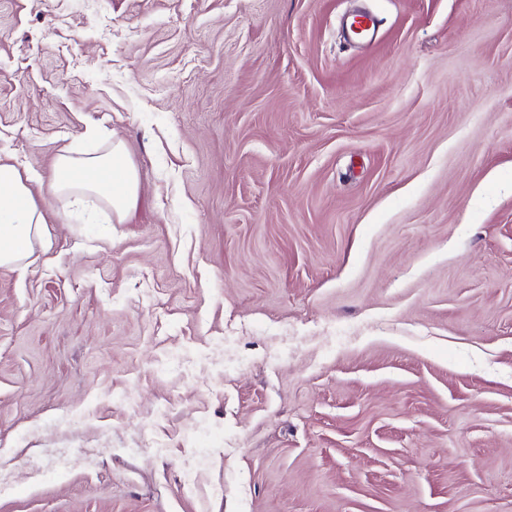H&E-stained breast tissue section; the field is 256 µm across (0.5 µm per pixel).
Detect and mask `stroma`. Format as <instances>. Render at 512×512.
Returning a JSON list of instances; mask_svg holds the SVG:
<instances>
[{"instance_id":"1","label":"stroma","mask_w":512,"mask_h":512,"mask_svg":"<svg viewBox=\"0 0 512 512\" xmlns=\"http://www.w3.org/2000/svg\"><path fill=\"white\" fill-rule=\"evenodd\" d=\"M0 159V512H512V0H0ZM140 190L139 175L128 160L122 141L102 152L73 155L64 149L59 155L49 192L80 205L86 197L95 196L119 221L125 219ZM19 169L0 160V267L22 269L36 247H51L46 220Z\"/></svg>"}]
</instances>
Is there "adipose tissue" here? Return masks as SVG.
<instances>
[{
    "label": "adipose tissue",
    "mask_w": 512,
    "mask_h": 512,
    "mask_svg": "<svg viewBox=\"0 0 512 512\" xmlns=\"http://www.w3.org/2000/svg\"><path fill=\"white\" fill-rule=\"evenodd\" d=\"M140 190L139 175L128 160L122 141L104 151L59 155L49 184L51 194L78 205L99 198L117 219H125ZM46 220L28 180L19 169L0 160V267L21 269L35 249H49Z\"/></svg>",
    "instance_id": "obj_1"
}]
</instances>
